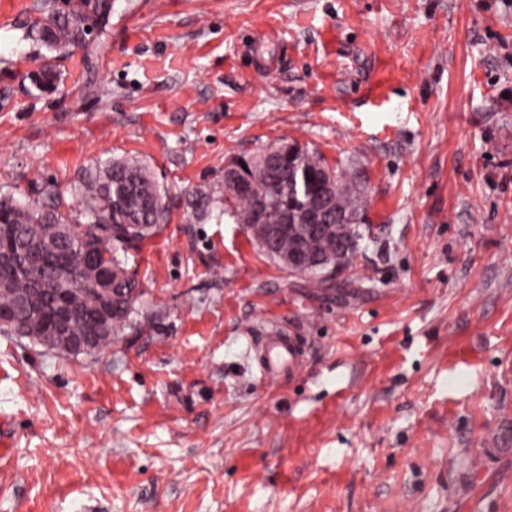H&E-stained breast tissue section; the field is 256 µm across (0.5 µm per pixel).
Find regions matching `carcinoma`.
Wrapping results in <instances>:
<instances>
[{"label": "carcinoma", "instance_id": "cac0c4a2", "mask_svg": "<svg viewBox=\"0 0 512 512\" xmlns=\"http://www.w3.org/2000/svg\"><path fill=\"white\" fill-rule=\"evenodd\" d=\"M112 0H66L65 8L46 6L41 16L29 28L28 38L37 50L31 62L35 68L26 78L41 90L56 89L58 73L54 61L64 59L77 49L89 50L92 36L110 22ZM330 170L324 158L305 146H299L295 163L289 166L287 179L281 171L258 175L259 185L251 194H236L221 185L197 189L185 196V203L198 219L207 217L215 203L224 202V215L237 224H247L256 197L265 196L272 218L288 210L306 207L315 202L319 175ZM342 190L336 196L331 214L342 213L357 220V240L364 239L362 221L363 198L355 176L347 169L338 172ZM38 199L18 204L10 194H0V225L12 224L17 244L37 251L53 243L67 252L79 247L87 249L96 261L97 275L109 280L112 288V316L101 325L97 312V293L77 290L72 304L77 314L71 320V335L77 339L95 337L86 354L93 355L110 346V336L123 332L133 324L135 305L143 294L140 281L126 267V254L140 247L170 220V190L159 183L151 168L132 157L109 159L96 166L76 188L77 206L66 208L55 193L42 187ZM85 219L83 229L71 237L64 230ZM335 238L321 235L307 250L311 264L322 263L336 253ZM39 288V311L17 309L18 299ZM61 288L48 266L26 272L0 268V308L15 312L14 327H0V332L27 338L33 343L58 352L65 349L49 336L50 313Z\"/></svg>", "mask_w": 512, "mask_h": 512}]
</instances>
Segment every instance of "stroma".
I'll return each mask as SVG.
<instances>
[{
  "label": "stroma",
  "instance_id": "stroma-1",
  "mask_svg": "<svg viewBox=\"0 0 512 512\" xmlns=\"http://www.w3.org/2000/svg\"><path fill=\"white\" fill-rule=\"evenodd\" d=\"M44 2L0 0V193L118 157L181 192L293 141L372 231L316 288L177 202L111 346L0 334V512H512V0H114L53 92ZM258 369L263 377L282 378L298 364L302 343L298 336L271 331L254 343Z\"/></svg>",
  "mask_w": 512,
  "mask_h": 512
}]
</instances>
